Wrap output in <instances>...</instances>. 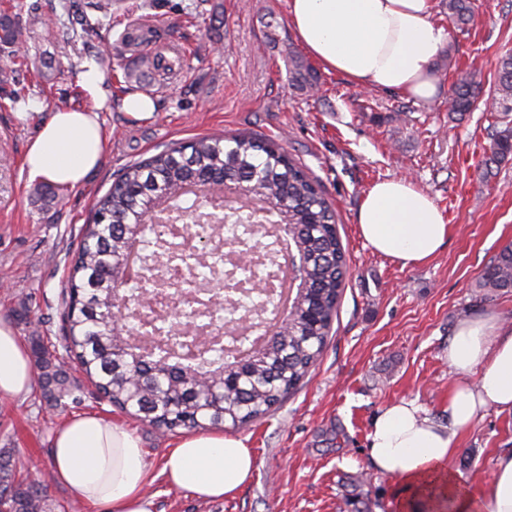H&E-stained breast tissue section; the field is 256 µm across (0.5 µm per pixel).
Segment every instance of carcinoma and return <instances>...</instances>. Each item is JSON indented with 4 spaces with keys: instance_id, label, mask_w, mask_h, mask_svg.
Here are the masks:
<instances>
[{
    "instance_id": "obj_1",
    "label": "carcinoma",
    "mask_w": 512,
    "mask_h": 512,
    "mask_svg": "<svg viewBox=\"0 0 512 512\" xmlns=\"http://www.w3.org/2000/svg\"><path fill=\"white\" fill-rule=\"evenodd\" d=\"M444 6L458 29L468 28L473 19L471 0H444ZM75 7L85 34L97 32L104 21L112 20V0H80ZM24 8L29 17L23 26L14 16L0 13L1 45L23 40L35 26L48 28L61 23L60 18L51 19L39 12L36 5L15 0L13 9ZM141 66L140 76L135 78L127 72L125 82L139 81L155 70H170L174 62L160 54L145 53ZM288 79L302 91L318 89L317 72L301 61L288 62ZM482 95L483 86L475 73L455 69L448 87V115L464 116ZM485 105L490 113L512 112L511 53L501 57L494 90ZM491 129L490 144L481 161L482 174L487 178L512 161V123L505 122L499 130L493 124ZM226 174L234 176L235 184L250 193L257 204L272 201L288 214L292 224L288 236L309 259L302 273L304 312L284 334L273 338L269 357L249 368V359H236L235 352L224 349V337L214 334V298L219 296L216 287L224 286V267L214 265L208 267L196 289L197 307L191 326L181 335H147L133 323L128 350H115L112 313L116 303L125 298L135 305L142 297L128 280L113 278L115 265H127L133 232H138L141 240V266L149 271L158 255L175 254L187 246L185 242L151 238L154 225L164 221L241 224L247 238H252L249 213H216L206 207L205 199L184 191L191 184L219 190ZM265 235L269 242L257 253L258 261L271 260L278 253V233L267 231ZM346 271V250L331 204L307 169L288 157L278 138L239 133L198 137L186 147L167 146L123 168L80 230L61 299L64 353L37 333L29 336L42 398L54 409L81 404L82 386L62 364L68 356L76 360L97 394L156 430H206L219 422L246 428L302 386L316 366L338 315ZM479 287L488 294L512 288L511 243L485 266ZM247 294L252 296L249 315L260 316L278 307L272 290H249ZM187 370L220 383L238 377L232 397L208 400L195 387L181 382ZM19 455L17 448L0 449V512H49L48 485L20 472Z\"/></svg>"
}]
</instances>
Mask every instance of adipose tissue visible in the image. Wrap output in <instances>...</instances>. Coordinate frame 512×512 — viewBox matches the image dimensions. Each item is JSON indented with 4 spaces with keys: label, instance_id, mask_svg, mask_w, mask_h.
<instances>
[{
    "label": "adipose tissue",
    "instance_id": "adipose-tissue-1",
    "mask_svg": "<svg viewBox=\"0 0 512 512\" xmlns=\"http://www.w3.org/2000/svg\"><path fill=\"white\" fill-rule=\"evenodd\" d=\"M434 0H288L293 32L324 70L353 86L402 93L417 100L438 94L432 66L448 32L433 20ZM104 151L98 115L56 112L26 152L31 176L68 188L82 185ZM366 246L401 266L422 264L448 237L434 200L408 179L374 184L358 209ZM444 420L414 400L385 406L368 436L372 469L403 483L411 497L402 512H512V451L500 454L487 490L475 493L448 468L462 432L487 411L512 415V326L496 313L464 315L448 341ZM32 384V363L13 326L0 319V397H19ZM53 480L98 512H154L144 493L151 479L136 436L99 414L71 418L56 431L51 449ZM255 458L242 439L221 432L189 435L166 454L162 472L176 488L205 500L234 496L249 483Z\"/></svg>",
    "mask_w": 512,
    "mask_h": 512
}]
</instances>
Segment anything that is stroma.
Returning <instances> with one entry per match:
<instances>
[{"label": "stroma", "mask_w": 512, "mask_h": 512, "mask_svg": "<svg viewBox=\"0 0 512 512\" xmlns=\"http://www.w3.org/2000/svg\"><path fill=\"white\" fill-rule=\"evenodd\" d=\"M468 32L448 30L452 61L492 87L501 55L512 51V0H472ZM148 22L161 44L175 48L182 68L160 70L125 83L137 66L120 37L130 24ZM65 28L36 31L21 47L0 52V81L15 78L27 90L16 105L0 106V318L20 337L32 332L59 342L56 310L66 284L65 253L99 197L124 165L164 146L197 136L253 131L276 135L289 156L317 178L337 212L350 274L333 334L303 387L271 416L242 431L256 468L236 496L205 501L169 486L164 455L178 441L98 398L83 385L80 405L48 408L39 388L0 397V448L20 449L25 470L50 469L56 429L81 414L97 413L139 438L153 475L146 492L155 512H398L400 482L369 467L367 437L381 409L406 398L435 417L448 405V340L459 314L494 310L512 323V289L484 298L479 276L500 248L512 242V162L483 179L478 164L489 143L492 118L476 108L448 117L453 72H436L429 101L357 88L336 73L320 72V91L308 96L288 84L289 55L308 60L288 18V0H121L112 24L71 55L60 46ZM104 76L101 92L75 100L84 71ZM150 97L146 117L123 112L120 87ZM99 113L106 136L100 166L86 182L56 192L44 203L40 179L25 167L28 143L54 112L74 103ZM410 107V121L396 114ZM410 178L430 196L448 224V239L429 261L401 266L366 247L357 211L375 183ZM512 449V416L488 411L463 433L449 469L472 490H482L499 453Z\"/></svg>", "instance_id": "obj_1"}]
</instances>
